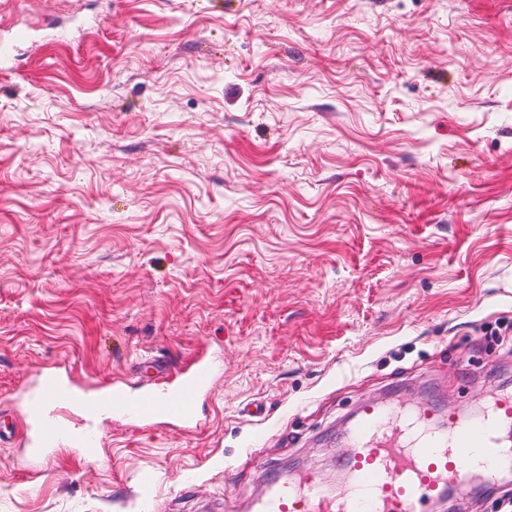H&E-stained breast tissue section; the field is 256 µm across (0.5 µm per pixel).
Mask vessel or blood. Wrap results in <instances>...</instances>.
<instances>
[{
    "mask_svg": "<svg viewBox=\"0 0 512 512\" xmlns=\"http://www.w3.org/2000/svg\"><path fill=\"white\" fill-rule=\"evenodd\" d=\"M222 366V355L212 349L177 372L166 357H146L136 366L146 385L131 391L116 383L99 393L60 372L46 373L14 401L24 462L33 464L51 448L102 457L105 437L92 421L100 413L132 426L163 423L198 430L201 404ZM435 417L430 407L363 406L347 435L351 452L344 486L324 490L312 472L294 480L275 477L256 512H431L444 492L467 494L472 472H480L491 488L512 472L511 394L493 398L468 422L448 417L438 429Z\"/></svg>",
    "mask_w": 512,
    "mask_h": 512,
    "instance_id": "1",
    "label": "vessel or blood"
}]
</instances>
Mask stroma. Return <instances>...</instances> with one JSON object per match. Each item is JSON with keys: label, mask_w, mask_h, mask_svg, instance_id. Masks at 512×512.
<instances>
[{"label": "stroma", "mask_w": 512, "mask_h": 512, "mask_svg": "<svg viewBox=\"0 0 512 512\" xmlns=\"http://www.w3.org/2000/svg\"><path fill=\"white\" fill-rule=\"evenodd\" d=\"M0 409L38 370H224L0 512H251L367 402L512 388V0H0ZM264 402L262 416L244 408Z\"/></svg>", "instance_id": "1"}]
</instances>
